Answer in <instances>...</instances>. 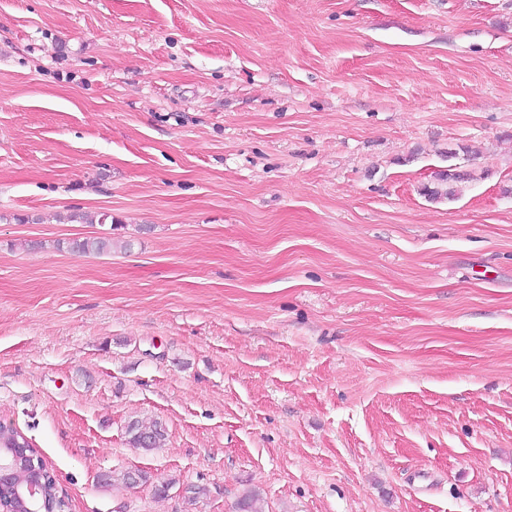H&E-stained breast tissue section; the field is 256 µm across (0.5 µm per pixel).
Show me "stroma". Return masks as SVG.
<instances>
[{"label": "stroma", "instance_id": "stroma-1", "mask_svg": "<svg viewBox=\"0 0 512 512\" xmlns=\"http://www.w3.org/2000/svg\"><path fill=\"white\" fill-rule=\"evenodd\" d=\"M0 422L69 512H512V0H0ZM470 178L469 171L456 170V168L438 170L433 180L421 188V193L433 201H452L458 196V183ZM126 434L132 448L145 452L163 448L167 439L166 428L158 420L146 424L139 419H132L127 424Z\"/></svg>", "mask_w": 512, "mask_h": 512}]
</instances>
